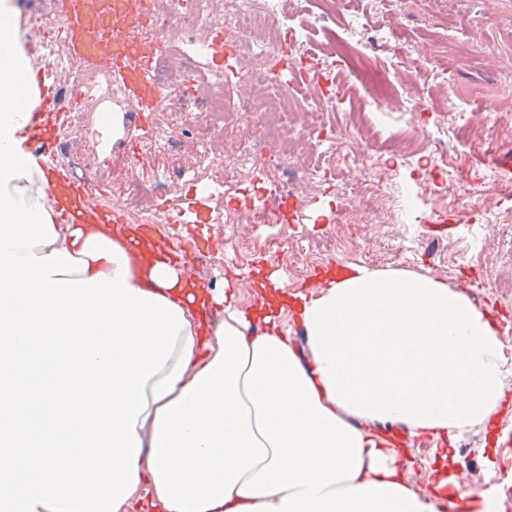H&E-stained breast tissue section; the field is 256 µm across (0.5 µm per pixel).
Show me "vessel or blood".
<instances>
[{"mask_svg": "<svg viewBox=\"0 0 512 512\" xmlns=\"http://www.w3.org/2000/svg\"><path fill=\"white\" fill-rule=\"evenodd\" d=\"M69 18L66 31L73 55L114 73L127 97L138 111H150L162 95L155 77V62L135 38L142 23L139 13L131 11L129 0H63ZM68 98L53 92L51 98L31 112L27 127L28 151L42 166L55 169L48 186L50 197L62 224H119L124 215L119 208L91 204L89 185L64 173L55 146L59 115L67 109Z\"/></svg>", "mask_w": 512, "mask_h": 512, "instance_id": "b4317fda", "label": "vessel or blood"}]
</instances>
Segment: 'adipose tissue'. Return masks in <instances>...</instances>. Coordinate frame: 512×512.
Listing matches in <instances>:
<instances>
[{"label": "adipose tissue", "instance_id": "1", "mask_svg": "<svg viewBox=\"0 0 512 512\" xmlns=\"http://www.w3.org/2000/svg\"><path fill=\"white\" fill-rule=\"evenodd\" d=\"M38 89L0 0V512H445L381 427L452 446L512 403L497 325L440 280L358 266L295 301L309 345L114 224H61L25 149Z\"/></svg>", "mask_w": 512, "mask_h": 512}]
</instances>
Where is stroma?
Instances as JSON below:
<instances>
[{
	"mask_svg": "<svg viewBox=\"0 0 512 512\" xmlns=\"http://www.w3.org/2000/svg\"><path fill=\"white\" fill-rule=\"evenodd\" d=\"M368 9L395 24L402 35L404 54L413 55L423 46L429 58L445 64L454 100L488 105L500 115H512V93L505 91L512 83V69L498 70L479 59L488 46L500 55L512 56V0H452L448 7L442 0H370ZM353 52L367 59V69L351 71L340 58L322 70L324 77L344 76L356 86V96L337 106L339 119L367 99L370 78L378 67L361 44H354ZM166 109L161 99L143 118L117 113L114 140L109 144L101 140L100 125L90 113L72 112L70 126L85 144L80 177L108 181L116 173H146L168 165V158L147 161L140 155L141 142L156 131L159 115ZM447 135V161L430 156L406 160L397 165L387 190L434 167L451 180L483 158L485 143L471 136L464 113L449 116ZM496 190L503 204L493 216H486L475 202L466 207L452 205L447 216L453 231L436 235L426 213L417 224L333 223V210L341 197L330 181L295 212L290 223L250 225L242 239L235 233L240 214L237 186L225 184L223 196L214 199L201 194L194 183L182 182L159 210L165 218L160 229L173 251L182 252L196 244L198 251L191 262L197 269L195 280L204 288L222 285L227 269L237 268L234 295L238 309L244 312L257 309L263 300L253 278L259 264H277L287 291L300 290L312 296L318 292L312 281L315 270L338 260L463 286L470 302L494 317L498 329L504 330L512 329V185L500 184ZM237 251L245 254L242 261H234ZM503 421L512 423V405L501 409L490 424L474 426L458 442L461 471L472 489L512 485V460L501 458L492 445L493 427ZM386 437L393 447L407 453L404 477L411 489H433L438 442L428 436L408 435L398 427L387 429Z\"/></svg>",
	"mask_w": 512,
	"mask_h": 512,
	"instance_id": "1",
	"label": "stroma"
}]
</instances>
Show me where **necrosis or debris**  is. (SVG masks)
I'll list each match as a JSON object with an SVG mask.
<instances>
[{
	"mask_svg": "<svg viewBox=\"0 0 512 512\" xmlns=\"http://www.w3.org/2000/svg\"><path fill=\"white\" fill-rule=\"evenodd\" d=\"M135 8H149L163 21L160 32L145 31V48L177 46L176 61L159 58L155 75L170 111L195 116L201 134L177 137L167 126L142 143L145 156L171 155L174 146L207 162L214 174L200 189L211 195L225 183L237 184L244 195L241 209L249 224H276L280 204L304 200L338 163L344 176L360 188L349 195L335 215L339 224L392 223L390 197L362 191V173L372 170L376 183L389 178L387 167L375 165L368 148L370 132L383 131L391 152L413 157L424 149L447 155L442 126L455 104L449 101L446 71L432 64L407 69L387 65L376 72L374 92L367 110L347 123L337 149L324 156L314 141L327 138L328 116L336 101L346 96L345 83L328 86L323 78L305 76L302 61L307 40L325 21L323 15L300 14L297 0H132ZM287 47L290 64L271 75L269 61L279 47ZM231 56L238 68L237 99L224 101V71L215 60ZM203 87L204 97L183 95L186 83ZM99 120H111V106L132 111L118 80L103 75L82 78ZM481 199L486 213L496 202L482 171L470 172L463 184H439L433 208L458 199L460 194Z\"/></svg>",
	"mask_w": 512,
	"mask_h": 512,
	"instance_id": "4bbe7bcc",
	"label": "necrosis or debris"
}]
</instances>
